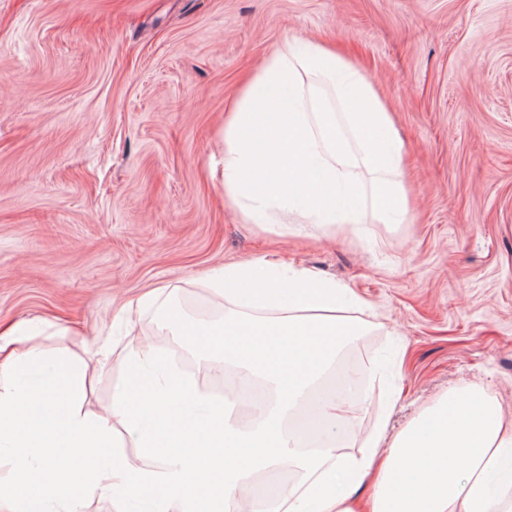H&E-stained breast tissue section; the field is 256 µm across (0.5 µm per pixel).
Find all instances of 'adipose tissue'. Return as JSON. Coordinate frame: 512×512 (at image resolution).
Listing matches in <instances>:
<instances>
[{"label": "adipose tissue", "instance_id": "adipose-tissue-1", "mask_svg": "<svg viewBox=\"0 0 512 512\" xmlns=\"http://www.w3.org/2000/svg\"><path fill=\"white\" fill-rule=\"evenodd\" d=\"M405 142L390 108L361 67L325 42L291 39L247 80L224 116V197L244 223L297 216L308 224H406ZM224 316L193 322L174 314L160 286L130 297L124 321L157 307L159 329L200 363L259 384L262 400L241 423L230 404L166 355L127 344V371L112 411L85 410L79 372L46 357L30 323L0 370V447L11 479L0 512H81L93 499L114 512H242L240 490L265 471L296 480L271 487L251 512H512V483L490 478L512 456V425L477 386L448 392L389 446L372 433L360 454L339 432L351 408L326 373L345 336L359 333L346 308L368 309L351 290L308 270L259 259L213 270ZM140 454L132 462L124 450ZM373 491L360 499L365 480Z\"/></svg>", "mask_w": 512, "mask_h": 512}]
</instances>
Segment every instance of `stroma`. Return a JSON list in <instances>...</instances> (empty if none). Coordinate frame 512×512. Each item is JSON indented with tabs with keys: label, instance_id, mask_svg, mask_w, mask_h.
<instances>
[{
	"label": "stroma",
	"instance_id": "obj_1",
	"mask_svg": "<svg viewBox=\"0 0 512 512\" xmlns=\"http://www.w3.org/2000/svg\"><path fill=\"white\" fill-rule=\"evenodd\" d=\"M289 38L336 42L394 111L413 219L246 224L224 199V113ZM273 257L351 288L390 359L344 423L354 451L393 437L449 389L512 414V0H0V332L85 368V407L125 373L103 337H137L212 369L114 312L166 285L187 316L207 273Z\"/></svg>",
	"mask_w": 512,
	"mask_h": 512
}]
</instances>
